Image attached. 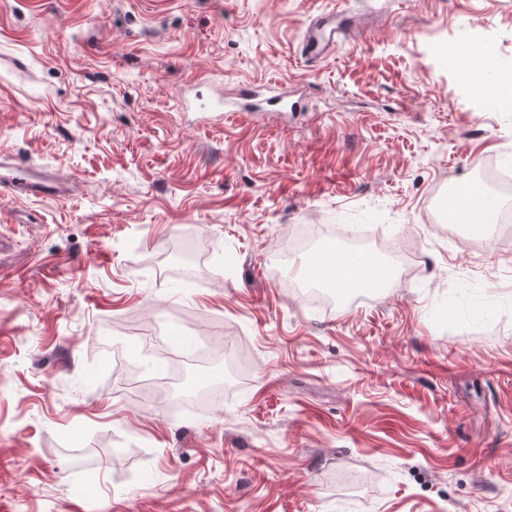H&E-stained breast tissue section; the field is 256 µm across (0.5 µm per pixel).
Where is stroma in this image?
Masks as SVG:
<instances>
[{
    "instance_id": "1",
    "label": "stroma",
    "mask_w": 512,
    "mask_h": 512,
    "mask_svg": "<svg viewBox=\"0 0 512 512\" xmlns=\"http://www.w3.org/2000/svg\"><path fill=\"white\" fill-rule=\"evenodd\" d=\"M490 45L512 70V0H0V156L72 188L0 189V512H512V248L430 206L512 169ZM265 87L298 110L200 108ZM302 235L392 287L297 296L269 261ZM204 338L219 400L133 396ZM330 15H319L313 18L301 42L302 55L310 60L326 57L336 44L342 41L349 31V26H338L331 30L328 39L322 38L323 30L330 24ZM336 33V38L334 34ZM169 365L162 360L152 359L149 362V373L140 381H137L135 386L139 392L143 394V400L150 403L148 391L152 386L164 385L169 377ZM166 373V374H165ZM165 375V376H164Z\"/></svg>"
}]
</instances>
